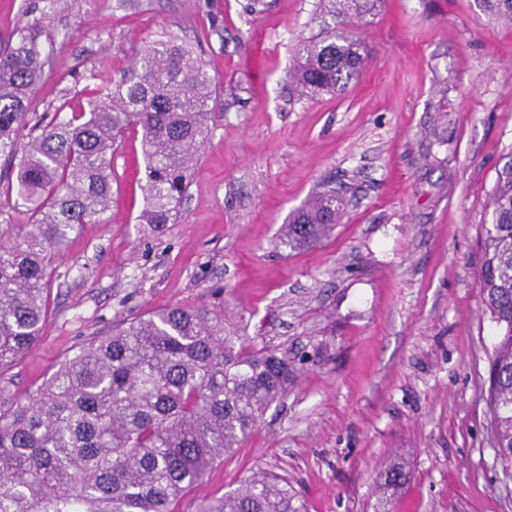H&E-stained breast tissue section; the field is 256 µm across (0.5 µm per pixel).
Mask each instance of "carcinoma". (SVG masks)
Returning a JSON list of instances; mask_svg holds the SVG:
<instances>
[{
	"label": "carcinoma",
	"instance_id": "carcinoma-1",
	"mask_svg": "<svg viewBox=\"0 0 512 512\" xmlns=\"http://www.w3.org/2000/svg\"><path fill=\"white\" fill-rule=\"evenodd\" d=\"M47 6L0 43V152L7 179L29 213L15 239L0 237V512H179L176 504L221 457L254 431L293 378L286 356L236 346L224 319L205 306H174L93 337L47 381L15 393L5 366L39 340L52 262L76 226L102 221L112 192V157L129 130L141 133L146 206L139 223L172 224L190 185L196 152L211 134L214 78L193 47L168 35L136 51L119 82L100 84L38 134L23 133L49 62ZM512 26V0H478ZM360 0H328L321 35L297 44L288 80L306 96L346 87L364 62L348 29ZM342 191L313 196L279 237L311 248L342 219ZM478 240L477 286L498 341L489 361L490 430L512 469V155L488 194ZM407 479L398 465L379 492ZM193 512H306L288 479L259 471Z\"/></svg>",
	"mask_w": 512,
	"mask_h": 512
}]
</instances>
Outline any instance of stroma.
I'll return each mask as SVG.
<instances>
[{
    "label": "stroma",
    "mask_w": 512,
    "mask_h": 512,
    "mask_svg": "<svg viewBox=\"0 0 512 512\" xmlns=\"http://www.w3.org/2000/svg\"><path fill=\"white\" fill-rule=\"evenodd\" d=\"M320 0H70L30 123L120 79L166 32L201 46L215 79L212 133L175 223L151 231L141 135L126 132L112 200L53 265L41 337L9 369L41 385L112 326L205 305L240 344L288 355L293 379L260 425L183 498L287 478L307 512H512L487 404L495 325L481 302L477 238L512 155V27L477 0H369L366 50L333 95L288 82ZM346 210L317 246L276 238L330 186ZM409 476L388 501L391 463Z\"/></svg>",
    "instance_id": "35a3bbf8"
}]
</instances>
